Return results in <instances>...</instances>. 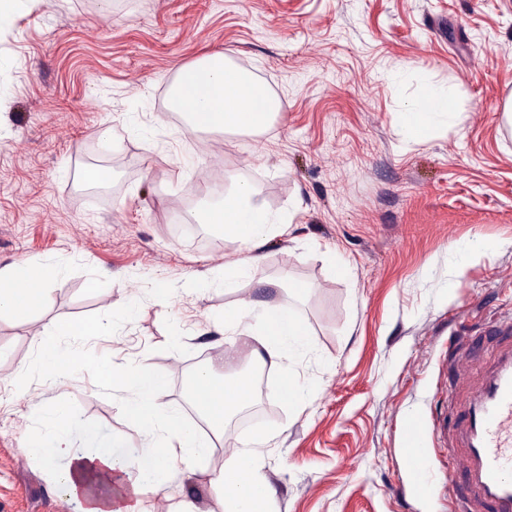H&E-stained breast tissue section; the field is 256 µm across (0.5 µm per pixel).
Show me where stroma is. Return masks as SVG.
I'll use <instances>...</instances> for the list:
<instances>
[{"label": "stroma", "mask_w": 512, "mask_h": 512, "mask_svg": "<svg viewBox=\"0 0 512 512\" xmlns=\"http://www.w3.org/2000/svg\"><path fill=\"white\" fill-rule=\"evenodd\" d=\"M214 52L282 102L264 132L191 134L165 112L179 68ZM444 87L457 122L410 139L404 104ZM511 97L512 0H26L1 20L0 268L49 280L23 317L0 316V512L66 503L67 458L27 453L56 403L148 454L124 383L94 365H127L159 406L189 411L182 366L241 370L246 339L223 325L244 299L284 307L308 346L262 366L206 480L171 460L140 512L189 497L225 512L214 478L246 448L273 490L265 512H441L410 486L402 433L444 409L449 336L512 316ZM90 167L109 174L100 192L79 182ZM239 182L294 220L228 282L247 249L174 226ZM285 271L300 291L279 286ZM104 316L111 331L65 333ZM60 348L87 363L50 387L42 361Z\"/></svg>", "instance_id": "1"}]
</instances>
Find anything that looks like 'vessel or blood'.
I'll list each match as a JSON object with an SVG mask.
<instances>
[{
    "mask_svg": "<svg viewBox=\"0 0 512 512\" xmlns=\"http://www.w3.org/2000/svg\"><path fill=\"white\" fill-rule=\"evenodd\" d=\"M498 343L485 354L472 340L455 337L447 411L431 426H406V446L415 463L416 485L429 493L437 479L426 462L423 428L448 457V512H512V318L494 328Z\"/></svg>",
    "mask_w": 512,
    "mask_h": 512,
    "instance_id": "obj_1",
    "label": "vessel or blood"
}]
</instances>
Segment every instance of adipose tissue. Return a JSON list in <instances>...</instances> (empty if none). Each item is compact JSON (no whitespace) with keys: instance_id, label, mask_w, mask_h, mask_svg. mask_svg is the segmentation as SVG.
<instances>
[{"instance_id":"ef3b65f1","label":"adipose tissue","mask_w":512,"mask_h":512,"mask_svg":"<svg viewBox=\"0 0 512 512\" xmlns=\"http://www.w3.org/2000/svg\"><path fill=\"white\" fill-rule=\"evenodd\" d=\"M172 92L178 97L177 110L190 132L205 129L258 133L281 110L280 101L251 72L232 64L219 52L183 67ZM244 97L252 102L250 110L238 107ZM402 119L413 137L421 136L429 128L452 124L457 119L455 95L448 88L433 90L426 106H405ZM183 221L211 225L245 245L249 258L224 267L225 281L232 282L249 274L257 262L255 254L267 236L282 232L293 218L272 215L251 186L239 183L225 190L221 197L204 198ZM44 284L43 274L25 265L0 270V315L22 314L43 293ZM224 324L234 327L238 335L256 341L249 358L263 364H279L308 343V333L301 325L280 322L273 307L259 308L246 299L241 300L239 309L231 312ZM112 375L125 382L129 395L124 407L130 419L147 431L161 429L162 442L149 463L118 444L109 450L101 449L98 436L85 429L79 416L69 406H58L41 439L30 444L28 451L48 461L68 457L61 480L68 498L77 506L76 512H137L138 496L160 488L159 467L165 460L177 457L193 466L206 459L214 447L210 435L185 423L180 409L161 410L152 392L128 368L113 367ZM227 380L220 367L208 366L189 393L213 432L222 431L231 405ZM76 433L82 441L78 447L72 442ZM251 456V451L239 452L225 467L223 481L230 499L226 512H259L261 502L271 496L270 486L248 468Z\"/></svg>"}]
</instances>
